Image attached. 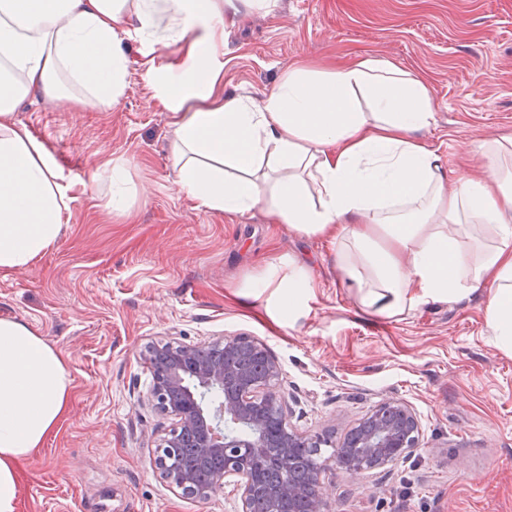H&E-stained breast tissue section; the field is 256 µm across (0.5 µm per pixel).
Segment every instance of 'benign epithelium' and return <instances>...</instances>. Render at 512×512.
<instances>
[{
    "label": "benign epithelium",
    "mask_w": 512,
    "mask_h": 512,
    "mask_svg": "<svg viewBox=\"0 0 512 512\" xmlns=\"http://www.w3.org/2000/svg\"><path fill=\"white\" fill-rule=\"evenodd\" d=\"M247 343L263 359L265 376L252 380L239 372L232 361L238 344ZM168 354V368L153 372L152 398L155 407L175 418L176 425L158 445L156 468L161 478L183 494L207 498L230 480L241 490L242 512H250L251 496L262 490L256 463L265 448H281V465L288 463L295 448L327 445L338 448L334 464L353 477L395 465L410 448L419 447V422L405 402L388 399L358 422L363 429L358 456L343 453L348 436L339 442L308 436L288 425V396L280 389L281 369L266 347L250 336H226L207 345L169 341L155 344L143 355L153 367L155 358ZM220 391L222 400L209 408L206 394ZM188 434L202 456L224 455V471L214 476L209 486L191 487L189 476L164 453L174 448L181 434ZM309 512H332L328 489L318 484L311 497Z\"/></svg>",
    "instance_id": "1"
}]
</instances>
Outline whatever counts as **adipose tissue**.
I'll list each match as a JSON object with an SVG mask.
<instances>
[{"instance_id":"ef3b65f1","label":"adipose tissue","mask_w":512,"mask_h":512,"mask_svg":"<svg viewBox=\"0 0 512 512\" xmlns=\"http://www.w3.org/2000/svg\"><path fill=\"white\" fill-rule=\"evenodd\" d=\"M277 0H0V271L49 253L67 207L52 156L13 114L28 96L60 108L117 104L122 40L135 35L144 75L170 112L179 188L227 214L262 210L297 236L330 239L364 310L398 316L470 293L485 297L494 344L512 354V172L501 145L452 176L420 136L435 121L419 75L361 59L293 67L256 99L223 95L224 33ZM316 280L280 254L246 274L236 296L295 318ZM66 358L27 323L0 318V512H20V465L66 415Z\"/></svg>"}]
</instances>
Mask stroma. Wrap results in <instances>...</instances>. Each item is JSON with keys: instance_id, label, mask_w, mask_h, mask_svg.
I'll return each mask as SVG.
<instances>
[{"instance_id": "35a3bbf8", "label": "stroma", "mask_w": 512, "mask_h": 512, "mask_svg": "<svg viewBox=\"0 0 512 512\" xmlns=\"http://www.w3.org/2000/svg\"><path fill=\"white\" fill-rule=\"evenodd\" d=\"M124 48L117 105L62 110L38 95L14 112L54 155L68 207L48 254L0 272V317L37 329L72 377L69 414L21 466L20 512H242L235 484L199 499L159 477L151 436L175 421L150 401L142 360L155 343L237 335L277 358L298 432L339 438L390 398L416 413L421 445L392 468L354 478L321 450L334 512H512V355L489 339L483 295L400 317L364 312L330 241L180 192L142 48L132 37ZM365 58L427 81L436 123L424 136L450 169L484 140H512V0H279L227 29L222 89L257 97L291 66ZM116 158L141 189L121 215L107 206ZM278 254L316 276L308 308L280 324L230 289Z\"/></svg>"}]
</instances>
